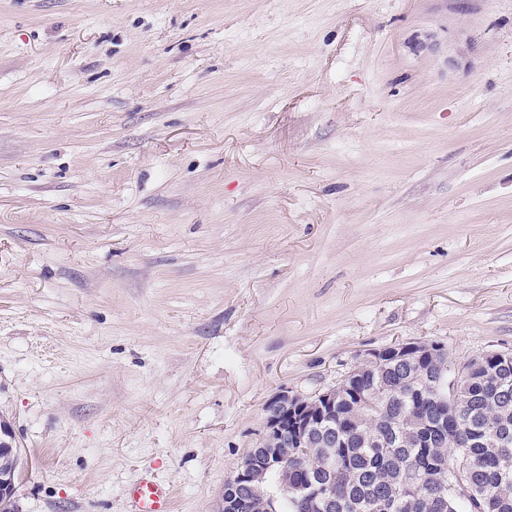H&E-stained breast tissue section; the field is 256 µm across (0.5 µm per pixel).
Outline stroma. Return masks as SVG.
<instances>
[{"label":"stroma","mask_w":512,"mask_h":512,"mask_svg":"<svg viewBox=\"0 0 512 512\" xmlns=\"http://www.w3.org/2000/svg\"><path fill=\"white\" fill-rule=\"evenodd\" d=\"M512 352V0H0L22 512H214L275 393ZM130 512H173L170 489L159 479L146 475L127 492Z\"/></svg>","instance_id":"35a3bbf8"}]
</instances>
